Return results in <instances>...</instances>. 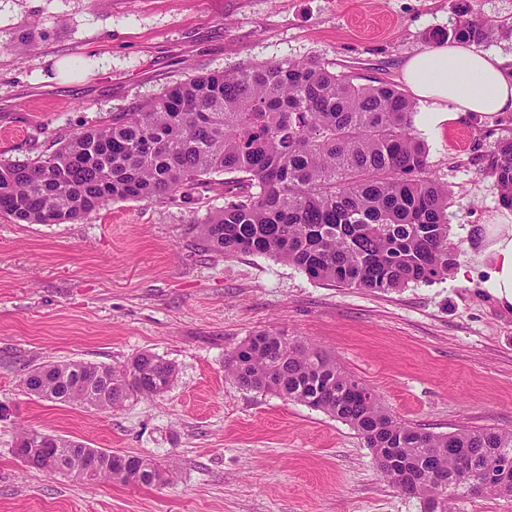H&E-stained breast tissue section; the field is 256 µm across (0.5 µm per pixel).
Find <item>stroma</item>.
I'll list each match as a JSON object with an SVG mask.
<instances>
[{"label":"stroma","instance_id":"1","mask_svg":"<svg viewBox=\"0 0 512 512\" xmlns=\"http://www.w3.org/2000/svg\"><path fill=\"white\" fill-rule=\"evenodd\" d=\"M460 0H0V162L34 159L190 76L315 57L360 84L401 85ZM28 36L34 50L18 58ZM512 113L420 132L447 185L455 274L390 291L311 279L272 257L208 250L196 225L223 187L123 200L65 224L0 215V512H423L347 424L240 387L224 357L268 329L335 355L399 421L434 434L512 430V310L486 288L479 226L500 211L487 174ZM465 147H457L456 135ZM175 367L160 396L99 412L31 396L29 368ZM29 427L150 458L166 482L49 474L13 454Z\"/></svg>","mask_w":512,"mask_h":512}]
</instances>
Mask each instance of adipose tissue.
Masks as SVG:
<instances>
[{
	"instance_id": "adipose-tissue-1",
	"label": "adipose tissue",
	"mask_w": 512,
	"mask_h": 512,
	"mask_svg": "<svg viewBox=\"0 0 512 512\" xmlns=\"http://www.w3.org/2000/svg\"><path fill=\"white\" fill-rule=\"evenodd\" d=\"M402 80L423 105L415 123L424 128L461 122L475 113L512 112V59L468 44L445 42L414 54ZM480 235L492 264L486 286L512 308V212L502 211Z\"/></svg>"
}]
</instances>
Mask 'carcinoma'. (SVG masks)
<instances>
[{"instance_id":"obj_1","label":"carcinoma","mask_w":512,"mask_h":512,"mask_svg":"<svg viewBox=\"0 0 512 512\" xmlns=\"http://www.w3.org/2000/svg\"><path fill=\"white\" fill-rule=\"evenodd\" d=\"M494 24L460 8L435 38L481 44ZM416 104L384 82L356 84L317 59L288 60L180 82L98 127L69 134L34 161L0 163V214L25 224H61L110 201L188 195L215 177L237 174L242 191L224 211L196 225L222 254L282 260L310 278L341 287L389 291L442 280L454 266L448 246V187L428 171L415 135ZM489 170L500 202L512 208V137L494 144ZM246 389L275 393L355 429L378 470L403 492L454 512L476 473L512 456V430L464 429L443 435L400 422L378 394L336 358L279 330L250 335L224 358ZM174 366L141 353L120 366L68 361L30 369L22 386L57 403L113 411L134 397L164 393ZM34 450L83 444L24 427ZM95 478L152 484L166 471L152 460ZM482 494L512 497V471Z\"/></svg>"}]
</instances>
